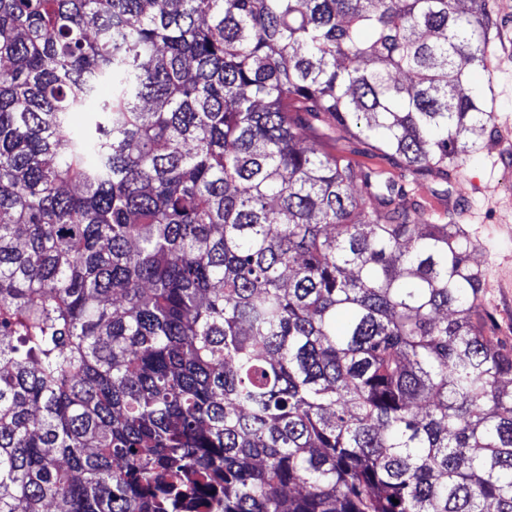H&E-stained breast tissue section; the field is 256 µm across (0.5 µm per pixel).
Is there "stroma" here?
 I'll list each match as a JSON object with an SVG mask.
<instances>
[{"instance_id":"obj_1","label":"stroma","mask_w":512,"mask_h":512,"mask_svg":"<svg viewBox=\"0 0 512 512\" xmlns=\"http://www.w3.org/2000/svg\"><path fill=\"white\" fill-rule=\"evenodd\" d=\"M500 44L490 72L473 81L491 92L495 126L476 140L449 195L420 185L424 220L461 225L479 248L472 260L484 274L483 313L491 335L512 343V0H499Z\"/></svg>"}]
</instances>
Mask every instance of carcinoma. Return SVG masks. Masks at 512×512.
I'll return each instance as SVG.
<instances>
[{"mask_svg":"<svg viewBox=\"0 0 512 512\" xmlns=\"http://www.w3.org/2000/svg\"><path fill=\"white\" fill-rule=\"evenodd\" d=\"M496 12L0 0V512H512V346L416 192Z\"/></svg>","mask_w":512,"mask_h":512,"instance_id":"1","label":"carcinoma"}]
</instances>
